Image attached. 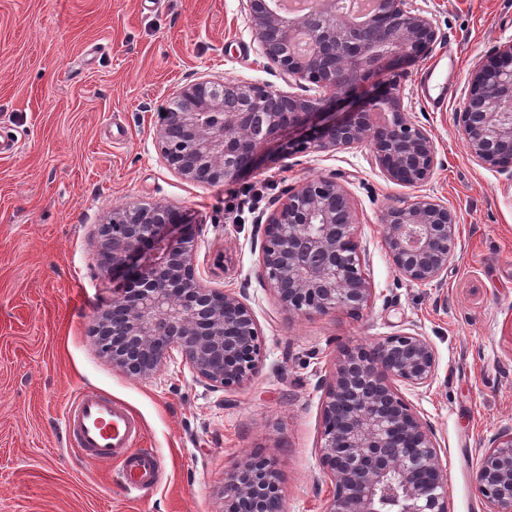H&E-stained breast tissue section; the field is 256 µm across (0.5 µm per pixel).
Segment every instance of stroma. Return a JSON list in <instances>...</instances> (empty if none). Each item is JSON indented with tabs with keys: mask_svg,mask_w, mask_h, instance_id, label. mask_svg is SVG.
Returning a JSON list of instances; mask_svg holds the SVG:
<instances>
[{
	"mask_svg": "<svg viewBox=\"0 0 512 512\" xmlns=\"http://www.w3.org/2000/svg\"><path fill=\"white\" fill-rule=\"evenodd\" d=\"M438 41L404 77L407 115L438 164L420 186L385 179L369 149L266 161L234 183L201 185L155 148L159 112L187 84H286L259 53L240 0H0V125L21 133L0 155V512H222L224 483L252 452L270 458L287 512H323V381L337 351L400 331L432 343L437 374L404 395L432 428L450 512H487L474 488L492 440L512 431V172L469 155L455 114L475 65L512 41V0H415ZM452 92L424 82L449 56ZM336 176L353 201L366 273L377 288L358 318L285 312L260 277V224L284 186ZM254 193L245 209L232 196ZM430 195L456 211L461 242L444 284L413 285L382 242L385 212ZM160 202L192 214L197 277L245 293L263 333L260 370L213 390L181 356L143 380L113 367L92 332L112 301L99 227L113 207ZM87 388L136 414L139 447L160 460L153 489L125 495L118 465L67 447L63 415Z\"/></svg>",
	"mask_w": 512,
	"mask_h": 512,
	"instance_id": "obj_1",
	"label": "stroma"
}]
</instances>
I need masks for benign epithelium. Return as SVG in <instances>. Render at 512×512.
Returning <instances> with one entry per match:
<instances>
[{
    "label": "benign epithelium",
    "instance_id": "7a95c632",
    "mask_svg": "<svg viewBox=\"0 0 512 512\" xmlns=\"http://www.w3.org/2000/svg\"><path fill=\"white\" fill-rule=\"evenodd\" d=\"M240 2L262 57L298 91L233 79L181 87L155 138L169 167L193 183H232L257 170L271 148L308 155L366 146L393 183L431 178L433 141L407 117L401 79L432 52L433 17L413 0H379L365 23L336 12V0H317V20L287 18L272 0ZM376 112L387 113L380 126ZM456 120L475 161L512 169V42L473 70ZM282 196L260 228L263 281L290 314L363 315L376 288L345 186L320 176L286 186ZM382 242L402 278L439 285L458 248L457 215L419 196L386 211ZM98 246L101 269L122 278L94 319L97 345L112 366L149 379L176 351L201 381L223 390L260 369L253 310L244 294L198 279L187 213L159 202L115 207ZM436 370L433 345L416 332L339 349L321 404V460L333 485L324 512H449L438 442L401 391L430 384ZM474 485L487 512H512V431L485 450ZM224 512H285L265 455L249 454L224 483Z\"/></svg>",
    "mask_w": 512,
    "mask_h": 512
}]
</instances>
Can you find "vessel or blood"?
Wrapping results in <instances>:
<instances>
[{"label": "vessel or blood", "mask_w": 512, "mask_h": 512, "mask_svg": "<svg viewBox=\"0 0 512 512\" xmlns=\"http://www.w3.org/2000/svg\"><path fill=\"white\" fill-rule=\"evenodd\" d=\"M68 446L94 462L119 461L128 495H145L154 485L156 457L135 450L140 434L135 415L100 393L76 389L63 417Z\"/></svg>", "instance_id": "obj_1"}]
</instances>
